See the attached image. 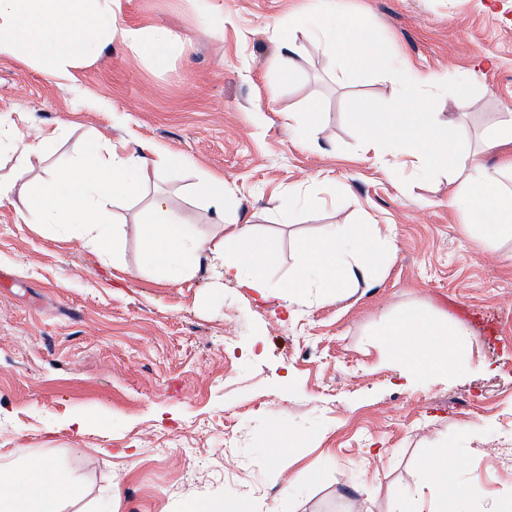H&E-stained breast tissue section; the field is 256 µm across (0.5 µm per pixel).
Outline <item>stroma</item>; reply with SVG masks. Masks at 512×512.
I'll return each instance as SVG.
<instances>
[{
  "label": "stroma",
  "mask_w": 512,
  "mask_h": 512,
  "mask_svg": "<svg viewBox=\"0 0 512 512\" xmlns=\"http://www.w3.org/2000/svg\"><path fill=\"white\" fill-rule=\"evenodd\" d=\"M112 10L144 42L165 32L163 59L116 39L59 78L1 53L0 118L25 114V133L45 135L34 178L100 136L185 163L115 202L126 235L114 266L0 205V453L25 449L79 481L84 499L63 512H183L232 494L245 512H350L356 500L392 512L427 493L424 464L448 449L453 480L485 491L470 512H512V240L485 244L462 223L448 173L362 153L352 119L421 75L431 83L415 93L440 118L457 114L460 150L477 147L512 108V0H112ZM332 20L368 26L393 69L332 57L317 34ZM288 43L296 72L285 81ZM205 173L224 178L225 216L275 252L268 299L203 276L173 285L144 266L132 229L155 193L184 222H213L191 194ZM293 189L317 206L286 207ZM366 219L393 239L374 280L284 309L298 243L319 225ZM406 314L465 324L458 381L403 387L382 339Z\"/></svg>",
  "instance_id": "stroma-1"
}]
</instances>
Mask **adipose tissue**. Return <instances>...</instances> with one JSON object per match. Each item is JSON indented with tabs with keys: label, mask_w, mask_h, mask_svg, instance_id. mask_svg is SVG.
<instances>
[{
	"label": "adipose tissue",
	"mask_w": 512,
	"mask_h": 512,
	"mask_svg": "<svg viewBox=\"0 0 512 512\" xmlns=\"http://www.w3.org/2000/svg\"><path fill=\"white\" fill-rule=\"evenodd\" d=\"M104 36L119 37L135 55L148 49L160 53L168 40L162 34L152 46H145L137 31L120 26L117 16L99 0H0V52L23 51L58 77H65L77 58L94 54ZM320 36L355 64L384 68L390 62L389 45L376 40L361 24L347 25L340 32L324 30ZM353 117L363 135L364 152L377 157L395 152L424 174L451 167L458 184L449 203L465 223L477 225L489 243L512 237V189L503 183L512 174V155L503 156L492 168L480 153L459 150L448 139L447 123L429 112L421 98L406 93L395 100L392 110L363 107ZM182 163L181 157L146 146L135 150L124 144L96 142L66 169L41 178L36 190L22 198L17 214L28 224L76 233L101 259L116 261L124 229L114 221L112 202L138 196L149 171ZM194 192L221 222V240H214L202 226L183 223L170 198L155 194L145 219L136 227L145 266L159 270L173 284L208 272L216 281L229 279L266 297L263 271L275 255L259 244L251 226L225 221L223 178L208 175ZM390 247L389 237L376 224L322 225L313 238L298 246L288 282L289 304L301 302L312 290L332 298L369 282ZM466 334L459 322L438 324L405 315L392 321L385 341L403 363L404 378L411 385L421 377L445 380L456 374L449 356ZM455 468V457L445 451L428 461V512H448L449 502L464 504L483 497L479 484L452 480ZM83 496L82 487L55 464L32 458L25 450L13 451L11 462L0 464V512H62L64 503L80 501Z\"/></svg>",
	"instance_id": "adipose-tissue-1"
}]
</instances>
